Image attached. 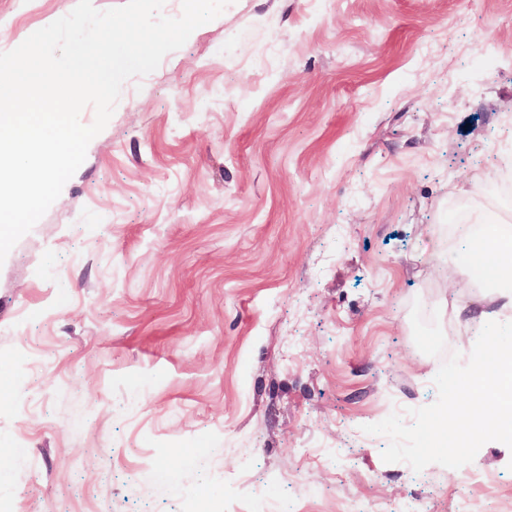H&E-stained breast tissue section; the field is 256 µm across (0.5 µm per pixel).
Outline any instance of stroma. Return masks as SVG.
Returning a JSON list of instances; mask_svg holds the SVG:
<instances>
[{
    "label": "stroma",
    "mask_w": 512,
    "mask_h": 512,
    "mask_svg": "<svg viewBox=\"0 0 512 512\" xmlns=\"http://www.w3.org/2000/svg\"><path fill=\"white\" fill-rule=\"evenodd\" d=\"M76 2L0 0V52ZM510 128L512 0H231L0 264V512H512L511 448L417 472L363 431L512 322L442 244L512 219Z\"/></svg>",
    "instance_id": "stroma-1"
}]
</instances>
